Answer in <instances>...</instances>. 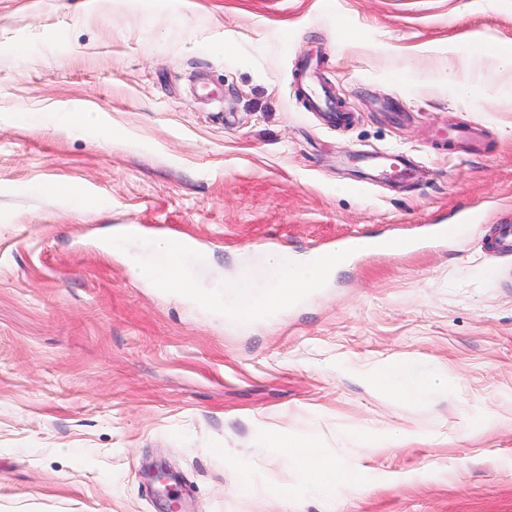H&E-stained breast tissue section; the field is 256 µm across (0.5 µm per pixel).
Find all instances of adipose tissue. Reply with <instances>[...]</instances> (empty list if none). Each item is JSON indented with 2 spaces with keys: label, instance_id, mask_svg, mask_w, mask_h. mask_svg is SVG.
Wrapping results in <instances>:
<instances>
[{
  "label": "adipose tissue",
  "instance_id": "ef3b65f1",
  "mask_svg": "<svg viewBox=\"0 0 512 512\" xmlns=\"http://www.w3.org/2000/svg\"><path fill=\"white\" fill-rule=\"evenodd\" d=\"M378 385L390 392L423 399L437 392L433 378L413 361H406L382 372ZM271 447L277 448L283 460L298 470L310 483L311 488L324 499H331L336 482H355L354 473L340 470L335 460L318 451L306 437H274Z\"/></svg>",
  "mask_w": 512,
  "mask_h": 512
}]
</instances>
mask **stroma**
<instances>
[{
	"instance_id": "1",
	"label": "stroma",
	"mask_w": 512,
	"mask_h": 512,
	"mask_svg": "<svg viewBox=\"0 0 512 512\" xmlns=\"http://www.w3.org/2000/svg\"><path fill=\"white\" fill-rule=\"evenodd\" d=\"M475 33L512 44V0H0V512H166L160 465L181 512H512V256L486 250L512 219V69L449 53ZM306 59L350 125L296 94ZM451 71L482 76L486 100L455 99ZM77 103L82 132L24 118ZM448 126L478 129V150L433 138ZM355 150L424 173L361 191L339 160ZM130 224L193 236L206 283L269 237L422 245L362 254L231 331L106 252ZM410 360L448 393L378 386ZM275 435L356 483L324 502Z\"/></svg>"
}]
</instances>
